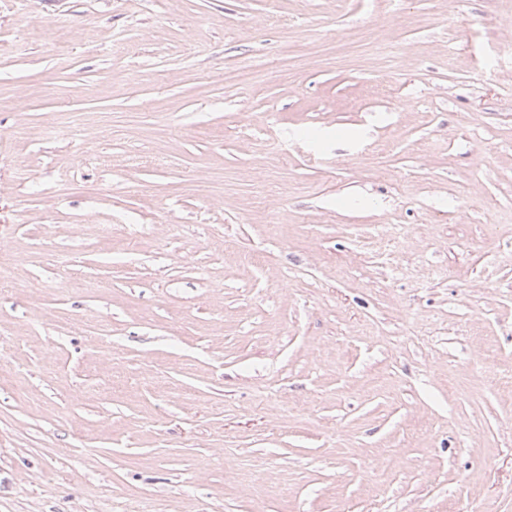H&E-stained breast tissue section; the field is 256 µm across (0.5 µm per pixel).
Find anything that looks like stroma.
Listing matches in <instances>:
<instances>
[{
	"instance_id": "1",
	"label": "stroma",
	"mask_w": 512,
	"mask_h": 512,
	"mask_svg": "<svg viewBox=\"0 0 512 512\" xmlns=\"http://www.w3.org/2000/svg\"><path fill=\"white\" fill-rule=\"evenodd\" d=\"M1 245L0 512H512V0H0Z\"/></svg>"
}]
</instances>
